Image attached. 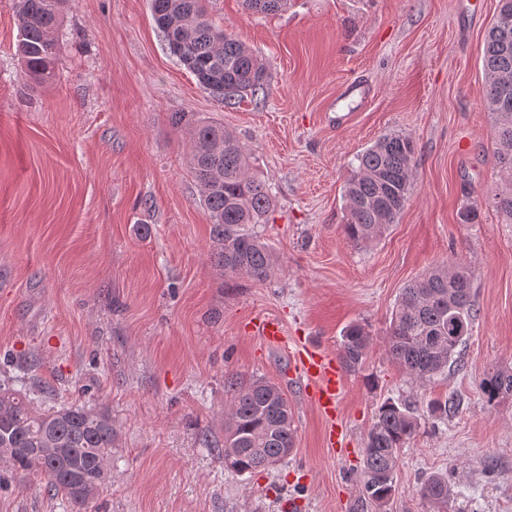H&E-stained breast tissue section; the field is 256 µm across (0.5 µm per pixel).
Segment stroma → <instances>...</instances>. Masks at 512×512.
I'll return each instance as SVG.
<instances>
[{"label":"stroma","instance_id":"35a3bbf8","mask_svg":"<svg viewBox=\"0 0 512 512\" xmlns=\"http://www.w3.org/2000/svg\"><path fill=\"white\" fill-rule=\"evenodd\" d=\"M499 0H291L275 15L208 0V18L262 59L264 99L222 102L170 54L149 0H70L50 82L21 77L12 0H0V384L35 405L108 408L112 482L89 512H381L360 492L364 440L383 400L415 403L382 512H422L423 473L449 471V512H512V399L488 406L483 378L512 366V224L489 204L511 188L485 105V38ZM365 87L351 96L352 84ZM223 123L269 183L254 230L276 269L263 282L214 266L207 211L172 115ZM391 133L415 145L408 202L370 246L344 235L357 154ZM477 206L475 223L458 214ZM474 268L479 315L457 370L420 384L385 352L398 296L443 263ZM289 339L336 354L346 325L373 336L344 372L342 446L286 352L253 335L261 315ZM276 384L295 447L273 469L224 467L229 386ZM455 395L442 423L429 400ZM0 512H66L46 478L0 467Z\"/></svg>","mask_w":512,"mask_h":512}]
</instances>
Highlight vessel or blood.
Returning a JSON list of instances; mask_svg holds the SVG:
<instances>
[{
    "label": "vessel or blood",
    "instance_id": "1",
    "mask_svg": "<svg viewBox=\"0 0 512 512\" xmlns=\"http://www.w3.org/2000/svg\"><path fill=\"white\" fill-rule=\"evenodd\" d=\"M252 331L266 343L288 348L308 386V399L328 420H336L342 398V376L334 357L325 351L306 345L288 346L281 320L261 316L252 324Z\"/></svg>",
    "mask_w": 512,
    "mask_h": 512
}]
</instances>
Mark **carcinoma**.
I'll return each instance as SVG.
<instances>
[{"label": "carcinoma", "instance_id": "obj_1", "mask_svg": "<svg viewBox=\"0 0 512 512\" xmlns=\"http://www.w3.org/2000/svg\"><path fill=\"white\" fill-rule=\"evenodd\" d=\"M67 0H13L19 27L18 51L25 79L41 84L55 77L61 52L57 31ZM205 0H149L153 20L170 53L215 98L242 99L263 90L265 66L235 35L213 26ZM246 9L275 14L288 0H243ZM500 9L487 33L483 57L488 107L494 116L495 154L502 172L512 176V0ZM176 125L191 138L190 171L213 224L218 248L214 265L226 276L245 275L263 282L275 261L252 225L264 224L273 208L266 182L251 172L244 145L218 121L177 112ZM415 145L402 134L380 138L356 156L345 184L347 202L343 231L354 244L378 240L395 223L408 200ZM512 223V190L491 199ZM478 309L470 265L435 266L402 288L385 339L386 353L407 377L428 382L455 366L457 348L471 335ZM372 341L359 323L343 331L339 359L351 371L362 369ZM481 390L487 403L512 397V367L485 377ZM224 416V466L236 473L268 470L295 447L294 413L276 385L255 379L230 388ZM459 410L452 396L429 401L428 412L439 421ZM421 428L416 408L388 398L377 407L363 448L361 490L380 507L394 491L400 451ZM117 433L112 413L102 407L61 405L37 408L24 389L0 386V465L23 482L32 472L43 474L50 490L72 507L88 512L99 491L112 478V448ZM426 512H447L456 496L448 473L434 472L420 482Z\"/></svg>", "mask_w": 512, "mask_h": 512}]
</instances>
